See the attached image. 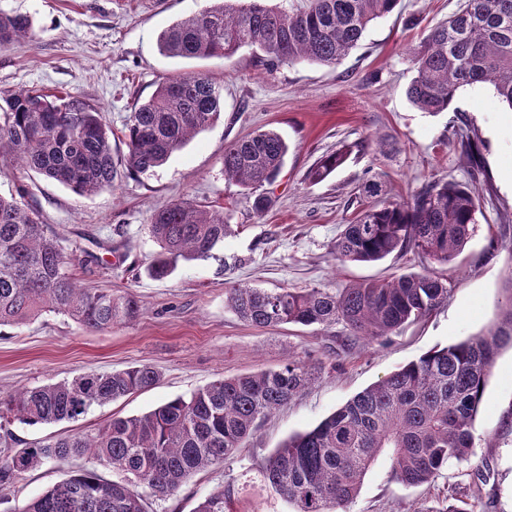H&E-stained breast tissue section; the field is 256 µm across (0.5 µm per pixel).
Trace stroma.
<instances>
[{
	"label": "stroma",
	"instance_id": "35a3bbf8",
	"mask_svg": "<svg viewBox=\"0 0 512 512\" xmlns=\"http://www.w3.org/2000/svg\"><path fill=\"white\" fill-rule=\"evenodd\" d=\"M209 0H0V10L32 16L33 38L0 50V96L23 88L78 94L102 110L112 128L119 166L112 188L80 196L0 158V195L26 188L29 204L59 233L64 248L80 244L94 262L75 263L88 285L134 295L135 321L91 331L52 312L21 327L0 328V397L85 372L148 364L154 387L91 407L75 422L12 430L26 443L69 431L91 433L112 417L140 416L165 401L222 377L279 368L297 359L315 367V380L275 414L224 464L195 474L176 496L153 499L148 512H192L206 496L233 486V512H294L265 483L260 464L290 435L309 430L357 393L431 349L489 331L507 303L512 274V109L488 83L458 90L447 111L418 110L407 97L414 77L408 48L446 20L458 0H400L374 20L358 46L334 66L308 62L271 67L250 51L209 59L161 54L160 33L209 7ZM202 72L221 84L224 109L154 172L123 166L124 123L173 74ZM272 129L289 145L272 187L274 205L256 213L253 197L224 177V150ZM480 148L477 167L459 156L462 136ZM369 140L367 155L349 159L322 182L307 173L324 153ZM379 176L402 199L432 178L474 188L479 210L463 251L432 270L448 296L430 315L387 339L348 341L344 325L259 327L227 305L233 285L268 290L341 291L361 280L421 271L417 254L375 263L339 262L336 240L365 200L361 185ZM177 200L223 210L231 232L215 257L180 263L162 280L145 269L158 250L147 226L153 213ZM469 460L451 462L430 485L396 481L379 457L363 478L349 512H434L455 497L476 512H512V348L504 347L488 378L474 424ZM69 461H52L23 475L0 512H12L65 478Z\"/></svg>",
	"mask_w": 512,
	"mask_h": 512
}]
</instances>
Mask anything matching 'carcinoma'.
<instances>
[{"label": "carcinoma", "mask_w": 512, "mask_h": 512, "mask_svg": "<svg viewBox=\"0 0 512 512\" xmlns=\"http://www.w3.org/2000/svg\"><path fill=\"white\" fill-rule=\"evenodd\" d=\"M400 0H306L288 10L265 0H213L203 12L173 23L159 36L169 57H229L249 48L272 67L313 62L335 65L362 38L367 25L392 13ZM33 20L0 11V48L32 37ZM416 76L407 90L423 112L448 109L457 91L477 83L494 86L512 107V0H461L459 10L409 52ZM221 87L202 73L161 82L128 116L122 136L127 169L147 174L164 164L221 115ZM0 156L56 181L81 196L112 187L117 168L112 128L98 106L80 96L21 89L0 99ZM360 141L322 156L309 179L322 181ZM288 144L264 130L224 149V177L255 194L263 213L273 204L271 186L280 175ZM26 191L0 196V326H19L45 312L63 314L95 331L136 319L132 295L84 285L60 237L24 201ZM370 199L336 239L341 262H378L413 252L427 263L451 262L476 223L475 193L435 179L408 199L384 198L380 178L361 186ZM159 251L147 268L168 277L179 263L204 260L227 236L223 211L193 201L157 210L147 225ZM508 303L489 332L430 350L356 394L313 429L289 437L266 457L261 473L295 512H347L378 456L390 454L395 479L421 486L453 461L473 452L474 423L493 364L512 346V276ZM448 296L445 280L429 270L388 280L364 281L341 292L322 288L268 291L233 286L227 302L256 326L344 324L351 335L374 341L428 316ZM314 377L304 363L214 380L141 416L114 417L96 432L72 433L21 446L10 429L0 436V492L36 467L70 457L84 466L15 512H147V497L165 500L196 473L222 464L253 435L259 423L302 392ZM160 373L150 365L24 389L0 399V422L28 426L74 421L94 405L147 390ZM132 479L108 481L97 466ZM234 493L220 488L194 512H226Z\"/></svg>", "instance_id": "cac0c4a2"}]
</instances>
